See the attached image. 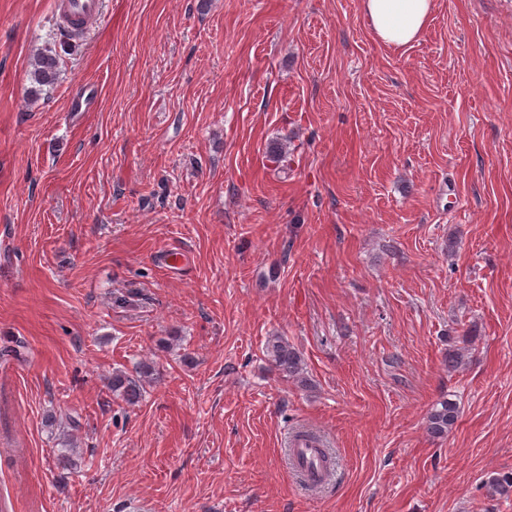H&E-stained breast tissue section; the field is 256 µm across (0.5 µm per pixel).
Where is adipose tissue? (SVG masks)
<instances>
[{"instance_id": "1", "label": "adipose tissue", "mask_w": 512, "mask_h": 512, "mask_svg": "<svg viewBox=\"0 0 512 512\" xmlns=\"http://www.w3.org/2000/svg\"><path fill=\"white\" fill-rule=\"evenodd\" d=\"M375 39L393 48L417 43L432 20L434 0H359Z\"/></svg>"}]
</instances>
